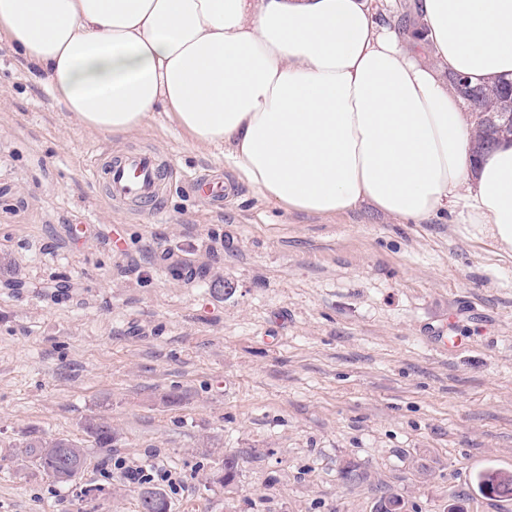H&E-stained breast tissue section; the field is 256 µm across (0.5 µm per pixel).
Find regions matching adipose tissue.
Listing matches in <instances>:
<instances>
[{
	"label": "adipose tissue",
	"mask_w": 512,
	"mask_h": 512,
	"mask_svg": "<svg viewBox=\"0 0 512 512\" xmlns=\"http://www.w3.org/2000/svg\"><path fill=\"white\" fill-rule=\"evenodd\" d=\"M419 9L433 67L372 0H0V39L90 130L128 136L161 110L283 210L449 212L512 253V143L473 162L471 117L440 75L512 77V0Z\"/></svg>",
	"instance_id": "ef3b65f1"
}]
</instances>
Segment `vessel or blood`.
I'll use <instances>...</instances> for the list:
<instances>
[{"mask_svg":"<svg viewBox=\"0 0 512 512\" xmlns=\"http://www.w3.org/2000/svg\"><path fill=\"white\" fill-rule=\"evenodd\" d=\"M164 171L159 157L146 151H131L92 167L93 177L102 180L109 200L140 210L162 197Z\"/></svg>","mask_w":512,"mask_h":512,"instance_id":"obj_1","label":"vessel or blood"}]
</instances>
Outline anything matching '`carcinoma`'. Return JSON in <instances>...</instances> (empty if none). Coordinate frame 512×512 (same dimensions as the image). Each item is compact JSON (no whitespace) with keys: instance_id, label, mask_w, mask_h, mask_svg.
<instances>
[{"instance_id":"cac0c4a2","label":"carcinoma","mask_w":512,"mask_h":512,"mask_svg":"<svg viewBox=\"0 0 512 512\" xmlns=\"http://www.w3.org/2000/svg\"><path fill=\"white\" fill-rule=\"evenodd\" d=\"M457 78V74H448V83L475 114L473 150L478 156L490 149L502 136L494 125L484 119V116L496 112L512 113V83L503 80L490 86L492 93L469 97L458 85ZM88 431L96 447H112L114 433L107 421L101 419L90 422ZM24 454L33 466L60 483L69 482L61 472L60 464L67 461L78 464L87 459L85 448L70 439L60 437L32 439L25 444ZM238 471L237 457L226 455L214 475V482L230 489L235 484ZM473 483L477 492L485 497L501 501L512 500V471L488 468L477 472L473 477ZM374 512H409V503L402 497L384 492L376 498Z\"/></svg>"}]
</instances>
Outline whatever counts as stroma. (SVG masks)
Segmentation results:
<instances>
[{"mask_svg": "<svg viewBox=\"0 0 512 512\" xmlns=\"http://www.w3.org/2000/svg\"><path fill=\"white\" fill-rule=\"evenodd\" d=\"M132 150L232 196L175 180L157 211L117 210L90 169ZM37 436L86 448L73 482L30 465ZM119 460L172 472L170 512H372L380 489L512 512L472 487L512 471V255L450 214L284 212L161 111L90 131L0 40V512H139Z\"/></svg>", "mask_w": 512, "mask_h": 512, "instance_id": "obj_1", "label": "stroma"}]
</instances>
